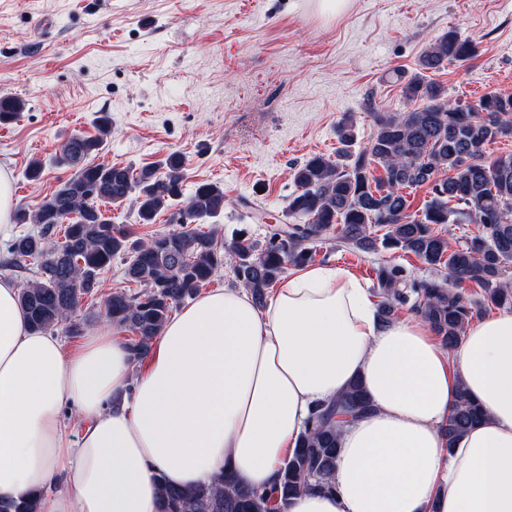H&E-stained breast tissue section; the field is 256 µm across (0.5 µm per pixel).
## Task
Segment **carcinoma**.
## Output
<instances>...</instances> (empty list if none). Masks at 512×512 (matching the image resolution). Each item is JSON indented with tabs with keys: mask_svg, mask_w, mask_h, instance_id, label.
<instances>
[{
	"mask_svg": "<svg viewBox=\"0 0 512 512\" xmlns=\"http://www.w3.org/2000/svg\"><path fill=\"white\" fill-rule=\"evenodd\" d=\"M472 42L450 31L432 43L420 58L421 72L409 78L402 96L418 107L389 113L374 105L369 110L376 131L358 151L353 122L338 127L342 154L332 160L312 156L294 170L296 186L288 216L296 222L264 242L242 232L219 244L194 230L160 234L133 244L112 224L100 203H122L134 197L140 224H151L163 209L183 195L184 159L177 153L163 163L164 175L153 168L138 172L124 166L86 161L103 148V139L74 136L62 148L61 161L76 168L51 196L28 212H15L17 224L38 230L13 238L9 263L33 259L37 278L19 291V302L31 327L48 331L65 325L70 336L80 332L76 313L85 298L94 296L100 275L112 261L131 259L125 279L141 287L134 293L117 290L104 300V318L121 332L132 358L146 357L173 307L199 292L224 268L225 256L234 261L236 277L256 305L285 273L288 264L310 260L307 243L340 240L363 251L376 243L388 250L410 252L427 265L448 269L450 277L475 282L484 301L512 307V154L491 158L487 147L512 134V95L483 94L474 105L444 99L441 85L426 75L445 61L466 62L474 56ZM22 100L0 98V122L22 111ZM384 174L374 175L373 164ZM429 188L430 200L421 213H410L406 190ZM224 214V189L216 183L197 184L182 215L194 222ZM478 224L480 234L454 248L436 231L440 224ZM63 230L53 247L45 240ZM382 235H377L378 231ZM383 300L379 318L395 319L398 306L415 295L412 310L432 328L448 349L462 340L466 326L482 303L435 281L411 282L397 266L376 271ZM371 403L360 383H352L335 400L317 406L268 490L250 488L231 474H221L191 491L164 486L159 512H285L288 500L309 489L332 490L331 474L340 449L341 424L363 416ZM483 411L462 390L458 404L443 428L447 447L473 428ZM43 493L21 500L0 499V512H40Z\"/></svg>",
	"mask_w": 512,
	"mask_h": 512,
	"instance_id": "obj_1",
	"label": "carcinoma"
}]
</instances>
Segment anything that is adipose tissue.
Instances as JSON below:
<instances>
[{"mask_svg": "<svg viewBox=\"0 0 512 512\" xmlns=\"http://www.w3.org/2000/svg\"><path fill=\"white\" fill-rule=\"evenodd\" d=\"M18 293L0 278V497L157 512L161 478L268 488L311 411L357 380L371 410L342 428L331 490L286 512H512V311L470 324L451 352L421 318L381 323L357 279L321 265L262 311L242 288L199 296L136 363L109 326L70 351L32 331ZM461 386L487 417L450 449Z\"/></svg>", "mask_w": 512, "mask_h": 512, "instance_id": "1", "label": "adipose tissue"}]
</instances>
